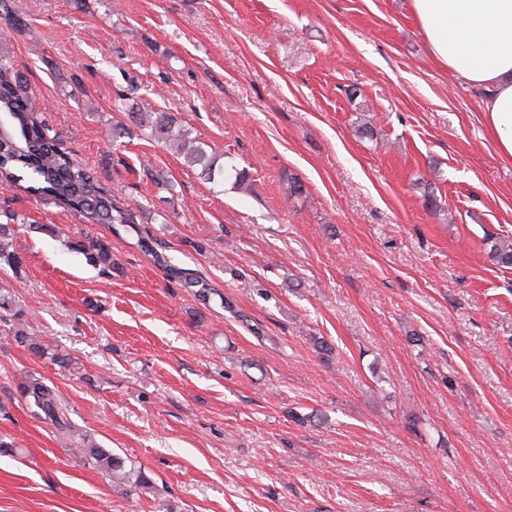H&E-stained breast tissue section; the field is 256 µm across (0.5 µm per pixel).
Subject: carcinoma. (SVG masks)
<instances>
[{
	"instance_id": "obj_1",
	"label": "carcinoma",
	"mask_w": 512,
	"mask_h": 512,
	"mask_svg": "<svg viewBox=\"0 0 512 512\" xmlns=\"http://www.w3.org/2000/svg\"><path fill=\"white\" fill-rule=\"evenodd\" d=\"M1 115L11 120V129L0 135V182L15 185L28 181L30 190L66 207L87 224H107L115 233L134 230L129 211L112 201L110 191L80 160L60 149L57 135L34 113L23 76L4 56H0ZM129 115L137 126L150 130L151 136L173 147L188 164L200 166L202 175H210L213 161L191 128L177 123L165 112L143 111L134 103L130 106ZM16 222L18 215L11 213L8 223H0V266H7L17 274L23 267V259L13 246V224ZM138 246L154 258L167 276L184 282L198 300L206 302L210 299L212 288L208 282L185 274L183 269L155 251L148 239L138 238ZM71 248L91 265L106 272L112 271V249L108 242L86 236L72 242ZM0 311L13 319L14 340L27 344L40 357L48 354L44 344L28 336L23 313L14 309L10 295L0 293ZM20 393L43 422L60 432L72 431L59 396L42 378L27 376L20 385ZM75 445V462L96 468L109 476L112 482L127 487V491H137L149 484L144 473L125 469L121 458L101 447L90 436L81 435L75 440Z\"/></svg>"
}]
</instances>
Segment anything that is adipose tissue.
Wrapping results in <instances>:
<instances>
[{"mask_svg": "<svg viewBox=\"0 0 512 512\" xmlns=\"http://www.w3.org/2000/svg\"><path fill=\"white\" fill-rule=\"evenodd\" d=\"M431 57L483 89L482 122L512 161V0H411Z\"/></svg>", "mask_w": 512, "mask_h": 512, "instance_id": "adipose-tissue-1", "label": "adipose tissue"}]
</instances>
